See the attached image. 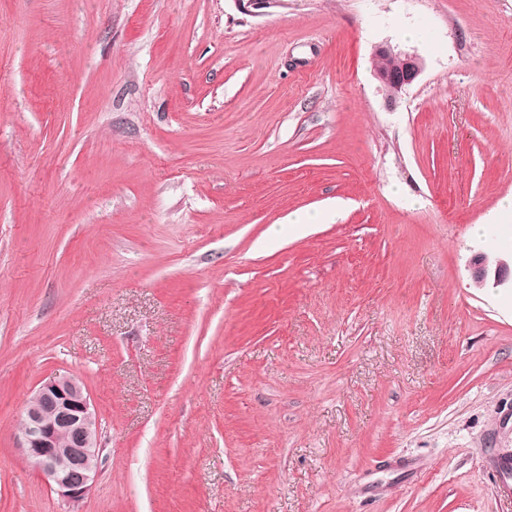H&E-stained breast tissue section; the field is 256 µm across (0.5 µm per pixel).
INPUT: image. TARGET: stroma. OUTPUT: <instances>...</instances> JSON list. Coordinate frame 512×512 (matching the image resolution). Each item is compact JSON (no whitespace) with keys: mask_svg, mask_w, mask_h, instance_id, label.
Returning <instances> with one entry per match:
<instances>
[{"mask_svg":"<svg viewBox=\"0 0 512 512\" xmlns=\"http://www.w3.org/2000/svg\"><path fill=\"white\" fill-rule=\"evenodd\" d=\"M510 194L512 0H0V512H512ZM57 374L77 503L16 441ZM374 56L378 59H392L398 63L397 67L374 69V75L385 92L388 105H393L400 94L421 75L423 61L415 54L393 53L387 46L376 48ZM341 205L336 203V211L330 209L322 211L314 215L308 213L295 212L292 215H288V224L294 225L298 231L304 230L309 224H326L332 220L338 213ZM471 267L480 286L492 281V287H498L510 280L512 287V257L510 264L503 259L496 260L494 268L491 269L484 256H477L472 260ZM24 412L18 447L62 501L82 500L99 469V428L91 396L73 376L59 375L38 388ZM59 456L65 463L56 468L52 461Z\"/></svg>","mask_w":512,"mask_h":512,"instance_id":"stroma-1","label":"stroma"}]
</instances>
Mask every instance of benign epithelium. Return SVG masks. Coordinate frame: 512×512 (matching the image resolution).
<instances>
[{"label": "benign epithelium", "mask_w": 512, "mask_h": 512, "mask_svg": "<svg viewBox=\"0 0 512 512\" xmlns=\"http://www.w3.org/2000/svg\"><path fill=\"white\" fill-rule=\"evenodd\" d=\"M374 56L397 63L374 69L387 103L392 105L421 75L423 61L415 54H398L387 46L376 48ZM471 267L482 286L490 282L498 287L512 281V263L506 260H496L491 268L485 257L477 256ZM25 416L18 447L62 501L82 500L96 480L100 455L97 415L89 393L76 378L55 376L38 388Z\"/></svg>", "instance_id": "7a95c632"}]
</instances>
